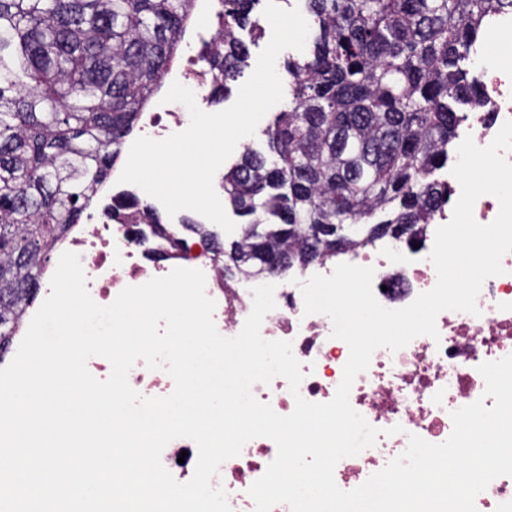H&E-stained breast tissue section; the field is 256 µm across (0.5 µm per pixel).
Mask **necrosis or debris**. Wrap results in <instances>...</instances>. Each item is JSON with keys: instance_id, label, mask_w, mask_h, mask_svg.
Wrapping results in <instances>:
<instances>
[{"instance_id": "obj_1", "label": "necrosis or debris", "mask_w": 512, "mask_h": 512, "mask_svg": "<svg viewBox=\"0 0 512 512\" xmlns=\"http://www.w3.org/2000/svg\"><path fill=\"white\" fill-rule=\"evenodd\" d=\"M221 5V0H201L196 19L199 46L187 54L180 75L182 84L193 90L203 110L211 102L212 83L202 65L201 48L211 44L217 33L212 20ZM471 76L487 101V109L466 113L457 136L473 137L483 147L493 140L504 122L512 120V66L481 50L471 62ZM435 177L447 185L448 201L431 223L420 225L416 235L402 240L384 237L369 245L354 246L337 260L303 269L302 278L332 274L340 262L374 267V295L390 309L405 307L432 289L437 274L428 256L435 232L450 221L461 193L449 167L440 168ZM135 230L132 224H101L93 219L73 226L64 248L80 255L93 300L106 306L125 287L167 275L176 267L195 268L204 272L206 293L216 303L214 319L218 331L228 337L237 335L252 309L251 290L264 284V277L225 278L222 263L215 260L202 241L161 236L140 241ZM502 265L504 274L489 278L482 287L477 299L479 315L441 312L436 318L438 338L422 335L398 351L381 348L374 352L368 369L353 383L350 403L379 429L380 435L373 450L337 463L334 479L340 489L357 488L401 455L408 447L409 435L435 444L444 442L452 432V411L478 400L493 406V398L485 394L486 383L478 367L512 354V253L503 257ZM274 298L276 307L265 316L261 334L268 340L292 341L304 378L295 395L281 377L267 385H255L253 393L277 414L286 416L293 412L296 397L316 403L334 397L349 348L344 341L332 337V323L327 316L304 315L298 285L277 282ZM396 425L401 426V433H393ZM276 455L275 443L258 437L247 442L239 456L221 465L212 484L226 491L232 512H254L248 490ZM197 458V446L188 438L173 440L161 455L165 468L181 482L191 479Z\"/></svg>"}]
</instances>
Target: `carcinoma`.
Here are the masks:
<instances>
[{"mask_svg": "<svg viewBox=\"0 0 512 512\" xmlns=\"http://www.w3.org/2000/svg\"><path fill=\"white\" fill-rule=\"evenodd\" d=\"M260 0H222L205 56L219 100L242 74ZM310 48L290 58L288 109L222 187L243 218L229 249L305 267L392 224H428L448 196L470 56L512 0H304ZM197 0H0V356L37 298L49 254L91 206L177 58ZM116 224H160L130 195Z\"/></svg>", "mask_w": 512, "mask_h": 512, "instance_id": "obj_1", "label": "carcinoma"}]
</instances>
